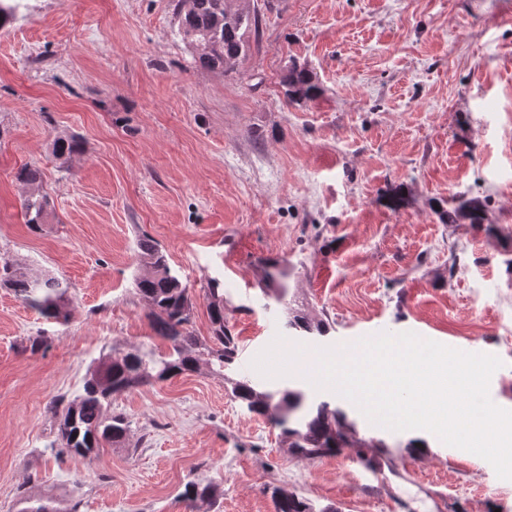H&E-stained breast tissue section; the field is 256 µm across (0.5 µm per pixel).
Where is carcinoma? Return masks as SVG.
Returning <instances> with one entry per match:
<instances>
[{
    "label": "carcinoma",
    "instance_id": "obj_1",
    "mask_svg": "<svg viewBox=\"0 0 512 512\" xmlns=\"http://www.w3.org/2000/svg\"><path fill=\"white\" fill-rule=\"evenodd\" d=\"M231 0H176L174 14L178 31L193 53L196 66L224 74L234 70L237 61L250 50V35L259 32L261 17L256 12L231 10ZM19 0H0V28L12 23ZM284 95L290 103L314 101L320 88L306 65L289 61L282 78ZM83 151L82 141L71 136L55 142V153L65 159ZM18 179L30 187L22 202L25 222L38 229L47 222L49 199L42 194V173L36 166L21 169ZM450 224H481L482 205L473 198L458 197L441 213ZM143 275L136 289L149 306L152 326L170 344L168 355L154 358L139 349L115 353L86 374L82 392L74 399L63 397L51 402V411L61 417L60 432L67 450L85 458L97 454L107 443L122 442L131 422L120 414L109 413L112 397L152 381H166L195 369L199 349H208L219 366H231L237 357V340L224 326V289L213 280L205 288L209 299L212 347L192 335L189 325L193 303L188 287L172 274L166 254L149 238L138 243ZM264 278L283 296L287 271L277 259L263 261ZM0 280L45 318H58L60 302L68 285L57 277H31L0 266ZM231 396L248 412L266 418L281 430L288 450L296 455L317 457L339 448L354 447L355 426L347 413L327 401L317 404L300 388L258 390L250 380H232ZM218 486L211 481L190 482L182 499L214 500ZM277 512H315L313 505L293 494L275 493Z\"/></svg>",
    "mask_w": 512,
    "mask_h": 512
}]
</instances>
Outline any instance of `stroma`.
<instances>
[{
    "label": "stroma",
    "mask_w": 512,
    "mask_h": 512,
    "mask_svg": "<svg viewBox=\"0 0 512 512\" xmlns=\"http://www.w3.org/2000/svg\"><path fill=\"white\" fill-rule=\"evenodd\" d=\"M253 3L259 34L229 76L193 65L173 0H23L0 29V263L69 285L57 319L0 286V512L25 498L55 512H276L277 489L319 512H512V480L489 462L372 425L312 389L307 359L274 381L249 367L279 333L314 348L412 332L496 355L490 398L512 410V0ZM293 57L314 71L315 101L285 102ZM71 135L82 153L57 158ZM27 165L50 202L38 230L21 209ZM457 194L481 202L483 226L442 220ZM144 237L191 289L203 341L204 288L220 283L239 361L204 353L194 372L115 395L125 441L64 452L55 398L113 350L169 351L135 288ZM266 257L286 262L282 299L263 289ZM292 312L326 335L286 328ZM231 378L306 390L384 445L292 455L231 399ZM200 480L221 494L187 507Z\"/></svg>",
    "instance_id": "obj_1"
}]
</instances>
